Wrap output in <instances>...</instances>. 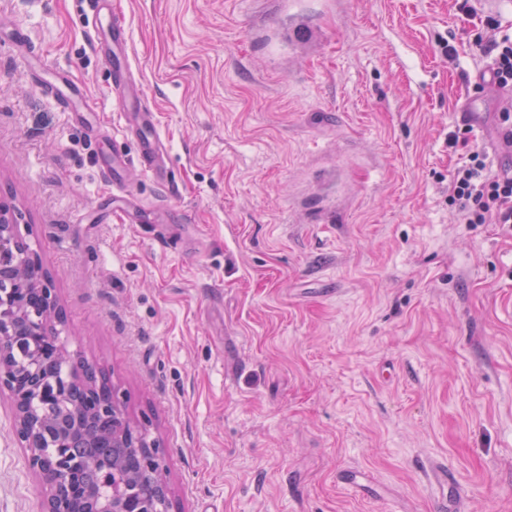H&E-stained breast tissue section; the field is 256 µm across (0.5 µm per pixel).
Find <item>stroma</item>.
Masks as SVG:
<instances>
[{
  "label": "stroma",
  "mask_w": 512,
  "mask_h": 512,
  "mask_svg": "<svg viewBox=\"0 0 512 512\" xmlns=\"http://www.w3.org/2000/svg\"><path fill=\"white\" fill-rule=\"evenodd\" d=\"M169 178L118 216L98 152L133 145L83 0H0V203L42 257L71 352L159 444L169 512H512V227L463 224L448 172L512 163L475 91L480 14L512 0H120ZM321 37L288 52L289 10ZM101 106L34 82L14 26ZM456 49L448 61L442 42ZM484 133L448 149L462 99ZM366 473V498L342 484ZM0 390V512H39Z\"/></svg>",
  "instance_id": "35a3bbf8"
}]
</instances>
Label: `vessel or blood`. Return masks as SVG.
Returning a JSON list of instances; mask_svg holds the SVG:
<instances>
[{
    "label": "vessel or blood",
    "mask_w": 512,
    "mask_h": 512,
    "mask_svg": "<svg viewBox=\"0 0 512 512\" xmlns=\"http://www.w3.org/2000/svg\"><path fill=\"white\" fill-rule=\"evenodd\" d=\"M87 2L91 11L93 50L112 71V93L121 107L119 118L123 126L136 134L134 156L115 153L101 159L102 175L113 190L119 192L126 188L135 169L154 181H164L165 155L157 118L155 112L145 106L142 88L132 73L129 31L124 15L113 0ZM29 68L33 74L42 75L47 94L62 108L83 120L97 114V103L88 98L70 72L47 70L43 53L31 56Z\"/></svg>",
    "instance_id": "b4317fda"
}]
</instances>
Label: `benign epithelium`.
Instances as JSON below:
<instances>
[{
    "label": "benign epithelium",
    "instance_id": "obj_1",
    "mask_svg": "<svg viewBox=\"0 0 512 512\" xmlns=\"http://www.w3.org/2000/svg\"><path fill=\"white\" fill-rule=\"evenodd\" d=\"M5 276L12 277V285L0 296V375L19 372L32 377L49 361L72 359L57 329L63 321L62 307L56 289L45 277L42 258L20 235L15 209L0 204V279ZM73 388L84 393L85 400L71 409V428L60 433L58 447L67 445L85 416L97 415L105 424L103 436L112 446L146 457L145 467L130 475L140 484L141 493L135 499L115 500L107 509L95 504L92 492L76 485L60 459L39 448L43 421L28 410L30 389L18 386L9 392L13 433L19 447L25 449L28 469L38 479L41 512H157L155 503L168 496L167 487L157 477V441L146 427L128 418L117 396L108 401L97 399L93 373L78 361L68 376L40 387L39 396L61 399Z\"/></svg>",
    "mask_w": 512,
    "mask_h": 512
}]
</instances>
